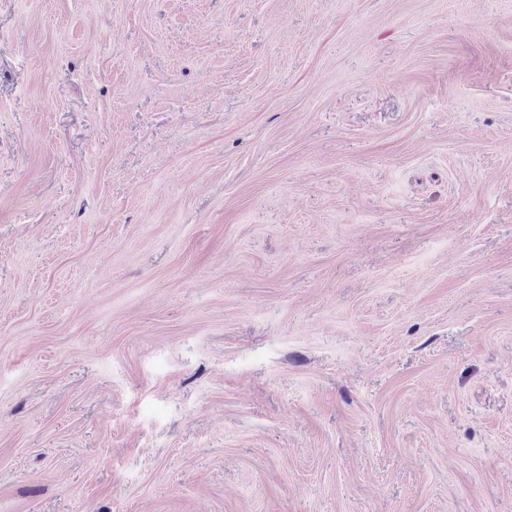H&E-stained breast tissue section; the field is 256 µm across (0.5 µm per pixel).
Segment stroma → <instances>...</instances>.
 <instances>
[{"label":"stroma","instance_id":"stroma-1","mask_svg":"<svg viewBox=\"0 0 512 512\" xmlns=\"http://www.w3.org/2000/svg\"><path fill=\"white\" fill-rule=\"evenodd\" d=\"M0 512H512V0H0Z\"/></svg>","mask_w":512,"mask_h":512}]
</instances>
